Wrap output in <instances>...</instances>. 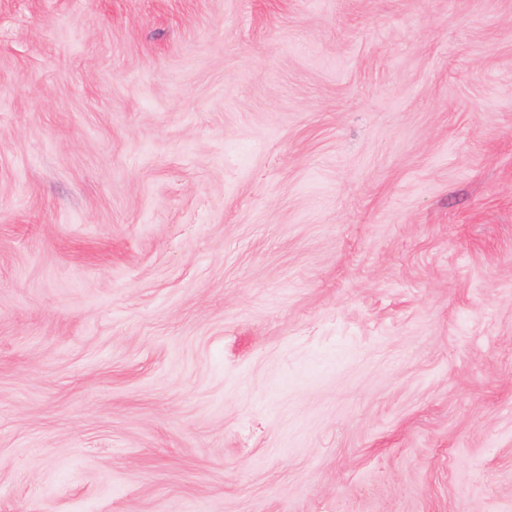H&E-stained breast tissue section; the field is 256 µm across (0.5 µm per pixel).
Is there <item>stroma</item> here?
I'll use <instances>...</instances> for the list:
<instances>
[{"instance_id":"1","label":"stroma","mask_w":512,"mask_h":512,"mask_svg":"<svg viewBox=\"0 0 512 512\" xmlns=\"http://www.w3.org/2000/svg\"><path fill=\"white\" fill-rule=\"evenodd\" d=\"M0 512H512V0H0Z\"/></svg>"}]
</instances>
